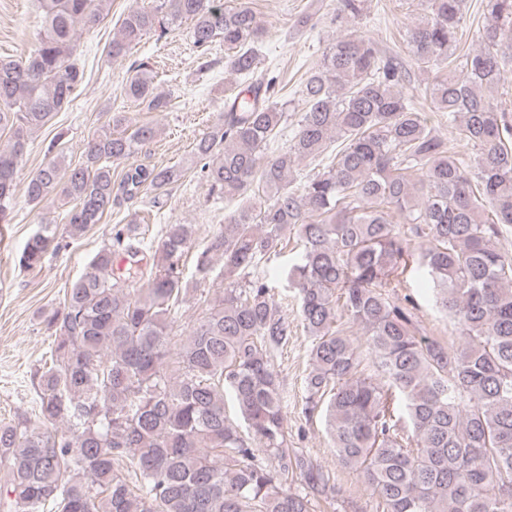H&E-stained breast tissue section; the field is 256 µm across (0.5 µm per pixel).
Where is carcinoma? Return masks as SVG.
Segmentation results:
<instances>
[{
    "label": "carcinoma",
    "instance_id": "obj_1",
    "mask_svg": "<svg viewBox=\"0 0 512 512\" xmlns=\"http://www.w3.org/2000/svg\"><path fill=\"white\" fill-rule=\"evenodd\" d=\"M107 0H38L41 25L21 59L0 60V223L10 221L17 178L34 134L74 100L84 72L78 34ZM406 32L418 68L434 72L421 99L406 94L400 55L384 56L349 30L300 81L302 105L285 144L277 64L261 70L265 31L250 7L221 0H159L130 11L109 55L123 56L158 14L192 21L207 51L224 40V120L194 146L213 193L241 204L202 251L198 272L224 262V296L211 302L183 282L179 254L193 224H169L146 265L139 228L127 224L43 313L54 336L32 374V412L0 420L3 512H314L334 498L319 465L289 447L283 388L273 366L291 329L267 284L236 273L258 256L302 242L290 279L311 337L306 410L324 409L339 462L358 473L383 512H512V254L498 244L512 224V120L495 92L512 39V0H483L476 47H461L465 0H424ZM336 18L363 16L365 0H328ZM125 96L164 112L149 62L136 60ZM448 114L472 158L430 125ZM84 146L59 151L25 182L28 202L68 200L65 223L43 224L20 263L41 264L52 242L82 236L120 199L145 192L159 212L183 170L132 162L155 140L153 124L112 119ZM310 161L305 173L299 164ZM125 165L121 180L112 166ZM127 255L114 265L113 254ZM428 270L436 305L459 343L418 335L415 304L399 298L412 263ZM201 308L177 341L182 306ZM362 326L366 350L341 320ZM368 362L372 373L362 367ZM230 393L247 426L228 423ZM298 481L299 486L288 487Z\"/></svg>",
    "mask_w": 512,
    "mask_h": 512
}]
</instances>
